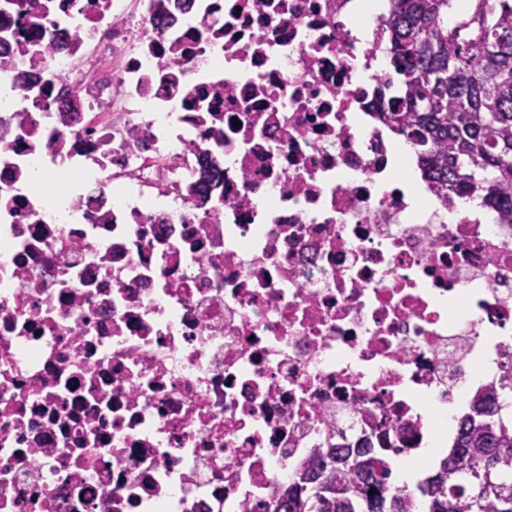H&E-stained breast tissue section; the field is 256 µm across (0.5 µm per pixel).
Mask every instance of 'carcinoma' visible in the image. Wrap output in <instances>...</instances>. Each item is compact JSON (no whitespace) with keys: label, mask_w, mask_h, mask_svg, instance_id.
<instances>
[{"label":"carcinoma","mask_w":512,"mask_h":512,"mask_svg":"<svg viewBox=\"0 0 512 512\" xmlns=\"http://www.w3.org/2000/svg\"><path fill=\"white\" fill-rule=\"evenodd\" d=\"M449 0H391L385 20L399 92L379 117L413 142L443 195L482 192L512 224V0H477L465 41ZM499 394L478 393L453 446L412 491L392 485L397 448L384 433L363 448H331L265 512H512V419Z\"/></svg>","instance_id":"1"}]
</instances>
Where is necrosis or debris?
<instances>
[{"label":"necrosis or debris","mask_w":512,"mask_h":512,"mask_svg":"<svg viewBox=\"0 0 512 512\" xmlns=\"http://www.w3.org/2000/svg\"><path fill=\"white\" fill-rule=\"evenodd\" d=\"M390 0H0V512H260L457 433L512 224L378 116Z\"/></svg>","instance_id":"4bbe7bcc"}]
</instances>
